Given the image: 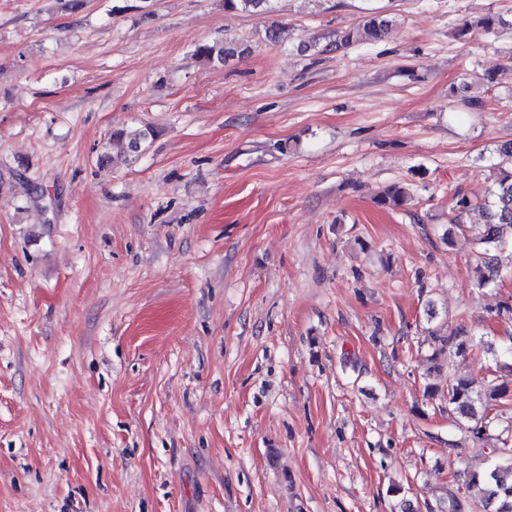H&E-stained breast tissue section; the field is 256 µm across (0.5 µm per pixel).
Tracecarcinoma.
<instances>
[{
    "label": "carcinoma",
    "instance_id": "1",
    "mask_svg": "<svg viewBox=\"0 0 512 512\" xmlns=\"http://www.w3.org/2000/svg\"><path fill=\"white\" fill-rule=\"evenodd\" d=\"M271 0H224L227 11L259 12L268 11ZM504 25L503 20L486 17L474 24L465 25L459 32L464 36L474 28L486 34H493L497 27ZM387 20L372 16L362 24L346 32L336 47L343 48L359 44H373L385 34ZM229 50L218 41L203 43L196 47V55L202 60L213 63L222 62ZM158 135L152 126L133 127L112 134V145L119 148L126 157H133ZM500 161L494 167V180L490 199L483 204L486 222L476 228L475 240L479 245L476 254L477 286L483 288L496 281L500 266L498 252L509 245L512 236V142L500 145ZM411 199L410 189L402 183H393L378 196L376 203L384 209H400ZM473 208L472 201L464 194L453 197L452 222ZM438 345V353L446 351L464 353L473 347V341L467 338V331L460 326L448 335L440 330L431 332ZM508 388L504 383L493 382L476 387L472 381L464 378L450 379L446 385L445 400L448 409L458 416L460 428L475 439H482L490 426L488 410L494 403L506 399ZM492 462L482 472H472L466 476L462 490L450 494V510L442 512H476L478 504H498L495 512H512V445L502 442L499 448L490 451Z\"/></svg>",
    "mask_w": 512,
    "mask_h": 512
}]
</instances>
